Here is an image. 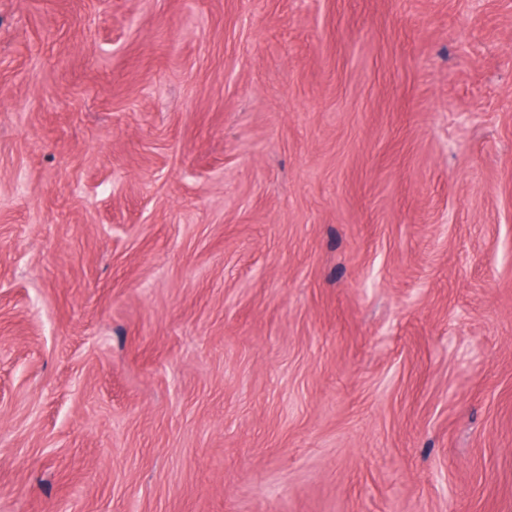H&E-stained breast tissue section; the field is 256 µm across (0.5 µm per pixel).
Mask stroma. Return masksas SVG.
<instances>
[{
    "label": "stroma",
    "mask_w": 512,
    "mask_h": 512,
    "mask_svg": "<svg viewBox=\"0 0 512 512\" xmlns=\"http://www.w3.org/2000/svg\"><path fill=\"white\" fill-rule=\"evenodd\" d=\"M0 512H512V0H0Z\"/></svg>",
    "instance_id": "obj_1"
}]
</instances>
